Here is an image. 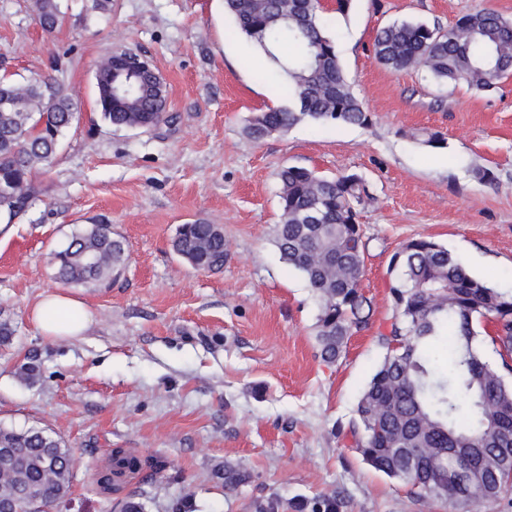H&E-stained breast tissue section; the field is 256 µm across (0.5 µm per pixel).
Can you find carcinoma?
<instances>
[{
    "mask_svg": "<svg viewBox=\"0 0 512 512\" xmlns=\"http://www.w3.org/2000/svg\"><path fill=\"white\" fill-rule=\"evenodd\" d=\"M31 7L43 30L62 24L60 0H32ZM224 10L288 83V104L250 117L249 137L261 141L302 123L371 122L325 31L318 0H224ZM373 47L387 68L421 70L440 87L486 91L512 74V21L486 8L449 28L394 20L377 32ZM153 77L145 73L139 82L145 90L125 99L97 95L103 119L128 129L174 123L167 98L152 89ZM73 118V99L58 79L0 80L1 212L13 218L26 210L36 194L34 176L50 167ZM278 181L275 244L318 300L320 357L334 364L373 315L361 291L364 245L355 223L370 195L357 174L336 179L285 166ZM173 250L196 268L221 269L224 230L200 220L183 224ZM54 259L62 285L106 288L128 254L109 225L91 224L73 233ZM389 269L393 322L382 337L387 353L356 405V451L371 468L421 497L471 505L493 501L512 488V289L472 275L429 237L402 244ZM486 323L494 327L487 340ZM486 345L500 356V366L488 362ZM1 448L20 453L16 464L0 461L5 506L45 512L70 495L73 459L59 439L44 430L0 427ZM110 457L118 473L142 467L121 448ZM217 477L228 490L248 479L229 464Z\"/></svg>",
    "mask_w": 512,
    "mask_h": 512,
    "instance_id": "1",
    "label": "carcinoma"
}]
</instances>
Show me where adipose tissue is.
<instances>
[{
    "label": "adipose tissue",
    "mask_w": 512,
    "mask_h": 512,
    "mask_svg": "<svg viewBox=\"0 0 512 512\" xmlns=\"http://www.w3.org/2000/svg\"><path fill=\"white\" fill-rule=\"evenodd\" d=\"M30 320L49 339H71L87 330L92 322V314L82 301L53 291L35 302L30 311Z\"/></svg>",
    "instance_id": "1"
}]
</instances>
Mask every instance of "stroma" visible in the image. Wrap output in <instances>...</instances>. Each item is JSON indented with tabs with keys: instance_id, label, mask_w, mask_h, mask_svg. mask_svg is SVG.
Returning <instances> with one entry per match:
<instances>
[{
	"instance_id": "obj_1",
	"label": "stroma",
	"mask_w": 512,
	"mask_h": 512,
	"mask_svg": "<svg viewBox=\"0 0 512 512\" xmlns=\"http://www.w3.org/2000/svg\"><path fill=\"white\" fill-rule=\"evenodd\" d=\"M64 20L44 32L29 0H0V53L15 74L50 75L69 90L77 119L53 165L35 180L28 211L0 233V426L57 437L75 457L71 494L48 512H120L137 496L145 512H254L275 499L336 498L338 512H512V491L480 506L412 494L363 462L347 429L360 394L382 362L379 340L392 310L388 263L399 246L427 236L474 276L512 289V77L493 91L439 88L416 70L393 72L374 56L378 30L396 19L450 27L490 8L512 19V0H351L327 9L344 73L372 115L369 125H298L256 142L254 113L285 102L287 84L219 0H62ZM72 58H64V48ZM116 48L151 58L168 90L174 126L149 132L101 120L94 70ZM444 145H423L421 132ZM306 167L329 177L360 175L362 288L369 329L355 333L335 364L322 362L316 299L273 243L278 171ZM493 175L480 181V171ZM224 227L226 259L198 270L172 249L181 224ZM107 224L129 259L107 288L69 287L91 310L84 336L54 342L31 323L41 295L58 290L52 254L86 224ZM35 360L40 377L16 368ZM144 468L119 491L97 485L111 449ZM250 475L229 491L214 471Z\"/></svg>"
}]
</instances>
